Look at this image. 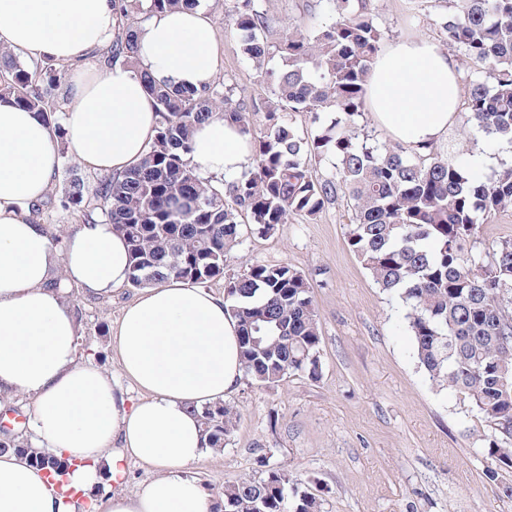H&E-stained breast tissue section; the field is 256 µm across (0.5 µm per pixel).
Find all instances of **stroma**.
Here are the masks:
<instances>
[{"mask_svg":"<svg viewBox=\"0 0 512 512\" xmlns=\"http://www.w3.org/2000/svg\"><path fill=\"white\" fill-rule=\"evenodd\" d=\"M234 0H205L220 41L218 76L254 106L253 127L263 132L272 98L261 70L240 49L231 28ZM448 0H371L373 20L385 42L403 37L439 39L437 21ZM273 29L310 28L325 19L327 0H267ZM463 160L481 156L482 177L512 162V146L488 134L453 127ZM351 213L345 203L313 217L295 216L269 234L239 216L241 243L223 277L208 291L224 295L229 278L247 267L285 264L310 282L321 334L318 379L294 375L262 386L242 379L226 399L240 421L224 447L191 465L212 503L226 482L283 467L302 487L320 482L323 512H512L502 484L486 480L492 429L462 396L434 386L420 368L404 319L405 308L383 292L347 245ZM137 295L126 287L111 298L66 291L64 301L81 323L79 353L109 371L118 366L110 331L123 306Z\"/></svg>","mask_w":512,"mask_h":512,"instance_id":"1","label":"stroma"}]
</instances>
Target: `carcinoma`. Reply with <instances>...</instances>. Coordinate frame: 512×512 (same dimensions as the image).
Listing matches in <instances>:
<instances>
[{
    "label": "carcinoma",
    "instance_id": "cac0c4a2",
    "mask_svg": "<svg viewBox=\"0 0 512 512\" xmlns=\"http://www.w3.org/2000/svg\"><path fill=\"white\" fill-rule=\"evenodd\" d=\"M230 15L242 52L265 71L276 98L268 125L253 140L250 169L222 188L189 166L195 128L213 118L237 123L253 136L255 107L235 87L216 80L202 90L157 85L158 128L143 159L122 174L95 184L73 173L64 141L61 93L67 66L47 60L29 66L0 47V97L43 114L69 173L54 203L82 222L101 221L127 240L129 286L141 289L169 279L202 285L224 275L228 253L239 244L237 213L245 212L269 234L294 215L312 217L343 199L351 211L347 242L375 284L407 307L406 320L418 364L439 388L463 396L494 431L486 478L512 468V240L489 256L473 253L483 224L512 209V166L491 179L463 175L455 139L447 152L426 155L400 144L369 145L357 118L383 33L374 24L371 0H328L330 18L316 26L273 37L266 0H239ZM441 17L444 42L483 77L467 84L463 124L512 144V0H451ZM199 0H115L121 23L103 66L122 59L133 65L135 26L153 12L193 8ZM279 58L276 67L269 66ZM308 112L317 124L305 137L281 116ZM334 117L324 120L322 114ZM332 161L334 172L313 177V159ZM232 203H227L225 197ZM229 311L238 321L244 374L274 385L296 373L315 379L321 371L319 321L307 276L287 265H252L227 288ZM199 419L206 447L222 448L240 414L222 402L204 407ZM25 454L60 475L70 464L0 432V452ZM224 512H322V497L300 489L288 470L267 469L258 478L224 485Z\"/></svg>",
    "mask_w": 512,
    "mask_h": 512
}]
</instances>
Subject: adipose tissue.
I'll return each instance as SVG.
<instances>
[{
  "instance_id": "obj_1",
  "label": "adipose tissue",
  "mask_w": 512,
  "mask_h": 512,
  "mask_svg": "<svg viewBox=\"0 0 512 512\" xmlns=\"http://www.w3.org/2000/svg\"><path fill=\"white\" fill-rule=\"evenodd\" d=\"M119 21L112 0H0V46L69 66L66 144L85 169L108 174L139 162L154 140L147 81L202 89L220 55L202 8L167 10L137 27L135 65L87 70L86 57L111 46ZM367 99L394 142L427 154L461 118L458 63L430 39L396 40L374 61ZM252 154L236 123L215 118L196 127L188 161L231 181ZM59 167L43 115L0 100V402L34 398L41 446L71 464L52 477L23 455L0 454V512H210L187 469L206 452L199 409L223 401L244 376L237 321L222 297L171 279L142 289L112 329L115 361L137 399L96 362L79 360V323L49 285L56 265L65 285L109 297L126 284L130 259L111 225L81 224L58 247L48 226L33 222ZM132 462L152 477L131 493L93 497Z\"/></svg>"
}]
</instances>
